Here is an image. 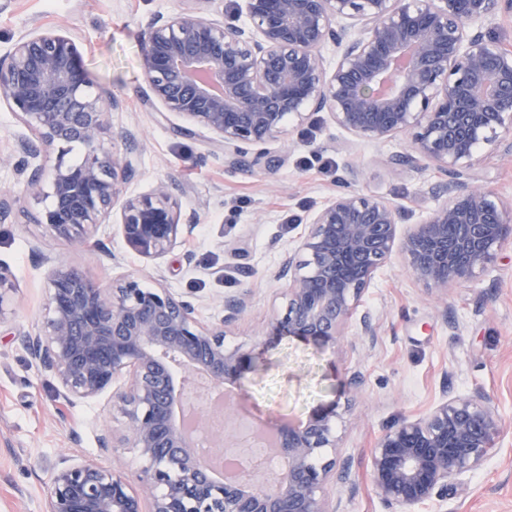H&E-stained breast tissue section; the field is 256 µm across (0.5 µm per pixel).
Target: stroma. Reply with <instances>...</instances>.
I'll return each mask as SVG.
<instances>
[{
  "label": "stroma",
  "instance_id": "obj_1",
  "mask_svg": "<svg viewBox=\"0 0 512 512\" xmlns=\"http://www.w3.org/2000/svg\"><path fill=\"white\" fill-rule=\"evenodd\" d=\"M188 0H0V53L36 27L62 26L79 41L82 63L95 87L110 89L119 102L109 116L118 153L132 151L135 174L127 193L148 192L168 182L183 214H195L193 236L158 266L174 293L203 298L198 318L222 317L225 297L251 291L245 316L227 341L253 352L252 366L233 384L248 417L299 423L335 407L336 455L345 481L327 485L338 512H388L371 483V451L402 420L421 416L443 400L483 391L501 424L481 469L467 475L469 490L416 507L415 512H512V244L490 269L450 288L435 301L416 281L400 254L366 290L360 313L371 335L352 322L335 349L284 336L259 345L256 326L281 311L272 274L281 253L302 230L306 215L353 178L408 211L416 224L446 195L433 170L391 165L407 152L399 135L360 141L337 127L327 113L312 115L296 130L299 145L268 143L277 157L272 168L234 166L216 155L207 133L177 135L180 117L149 96L141 69L140 37L159 15L191 6ZM208 10L207 0L193 4ZM133 130L125 145L120 134ZM486 184L512 207V156L483 151L477 165ZM0 191L15 205L0 220V266L16 288L0 305V512H45L47 484L64 457L109 463L98 429L112 423V396L67 406L55 396L56 381L24 349L19 335L42 326L49 283L42 255L60 256L101 285L140 273L147 261L123 242L115 220L98 226L84 246L50 236L36 222L47 199L26 193L11 166L0 165Z\"/></svg>",
  "mask_w": 512,
  "mask_h": 512
}]
</instances>
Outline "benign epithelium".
I'll return each instance as SVG.
<instances>
[{"label": "benign epithelium", "mask_w": 512, "mask_h": 512, "mask_svg": "<svg viewBox=\"0 0 512 512\" xmlns=\"http://www.w3.org/2000/svg\"><path fill=\"white\" fill-rule=\"evenodd\" d=\"M249 24L224 11L188 9L154 18L141 38V67L151 98L189 123L184 135L209 134L232 164L275 165L264 151L287 139V121L304 125L315 112L355 138L374 142L411 135L395 165L441 176L448 200L419 224L369 191L341 189L306 217L296 244L283 253L274 279L284 282L285 312L256 331L267 344L296 336L322 348L344 336L362 294L392 255L438 298L493 264L512 241V209L476 172L486 147L512 154V51L474 26L512 17V0H244ZM360 24L354 37L351 27ZM336 47L327 66L322 49ZM31 135H18L1 162H14L27 193L52 197L37 223L74 246L91 238L120 208V234L139 255L159 259L189 238L164 182L124 195L135 172L131 152L105 147L116 100L93 90L79 45L62 28L39 29L0 56V102ZM84 150L67 159L71 145ZM57 151L48 163L51 151ZM49 291L43 330L22 344L57 382L66 405L112 391L118 425L101 449L112 464L62 461L47 488L46 512H337L326 486L336 474V409L300 424L267 421L282 464L272 487L218 480L210 458L185 443L177 411L193 409L203 429L208 400H190L177 369L207 376L212 387L236 382L251 351L224 343L251 294L224 300V315L203 324L200 300L161 282L144 288L128 275L104 288L64 260L45 256ZM500 428L495 406L477 392L442 401L379 438L371 453L373 489L390 512L464 491ZM141 461L138 483L122 450Z\"/></svg>", "instance_id": "7a95c632"}]
</instances>
